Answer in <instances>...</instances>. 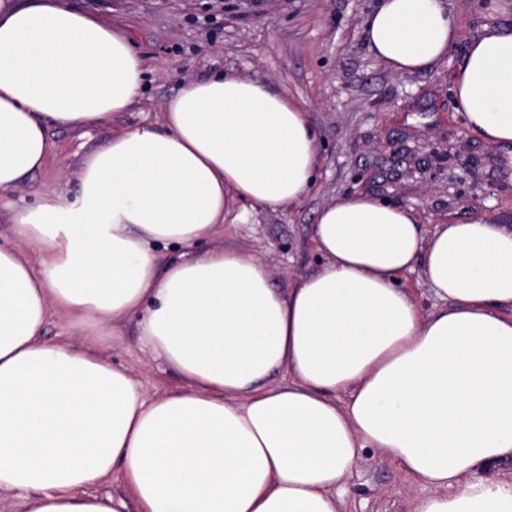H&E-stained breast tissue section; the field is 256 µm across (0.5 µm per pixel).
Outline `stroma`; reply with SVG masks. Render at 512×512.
Masks as SVG:
<instances>
[{
    "label": "stroma",
    "instance_id": "stroma-1",
    "mask_svg": "<svg viewBox=\"0 0 512 512\" xmlns=\"http://www.w3.org/2000/svg\"><path fill=\"white\" fill-rule=\"evenodd\" d=\"M112 23L145 60L141 97L111 127L75 132L50 126L55 145L46 167L22 186L0 191V243L13 239V209L47 192L76 194L69 175L112 129L156 121L162 104L193 79L223 71L275 84L311 114L318 169L312 191L294 209L234 203L215 246L249 250L265 260L275 287L319 269L312 242L319 209L365 195L411 209L424 230L444 221L486 218L512 225V146L487 145L458 112L453 85L471 39L512 24V0H443L458 37L438 65L391 72L367 48L365 27L378 0H68ZM99 353L127 368L149 393L181 384L167 364L140 348L135 319L107 337ZM424 486L406 480L364 449L347 485L348 512H408Z\"/></svg>",
    "mask_w": 512,
    "mask_h": 512
}]
</instances>
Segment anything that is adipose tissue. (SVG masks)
Masks as SVG:
<instances>
[{
    "label": "adipose tissue",
    "mask_w": 512,
    "mask_h": 512,
    "mask_svg": "<svg viewBox=\"0 0 512 512\" xmlns=\"http://www.w3.org/2000/svg\"><path fill=\"white\" fill-rule=\"evenodd\" d=\"M442 0H379L369 50L394 73L455 42ZM145 61L65 0H0V190L54 151L49 126L111 124L138 103ZM454 96L486 144L512 145V27L474 38ZM306 109L232 72L186 83L158 122L113 132L74 172L76 195L14 211L0 244V496L25 512H125L87 494L120 471L138 512H346L370 448L427 495L411 512H512V226L424 231L368 196L319 210L316 272L275 287L236 248L199 251L233 202L299 205L315 183ZM421 266L440 307L397 277ZM89 342H45L50 314ZM181 377L146 394L105 361L107 324ZM279 371L286 383L273 382Z\"/></svg>",
    "instance_id": "adipose-tissue-1"
}]
</instances>
